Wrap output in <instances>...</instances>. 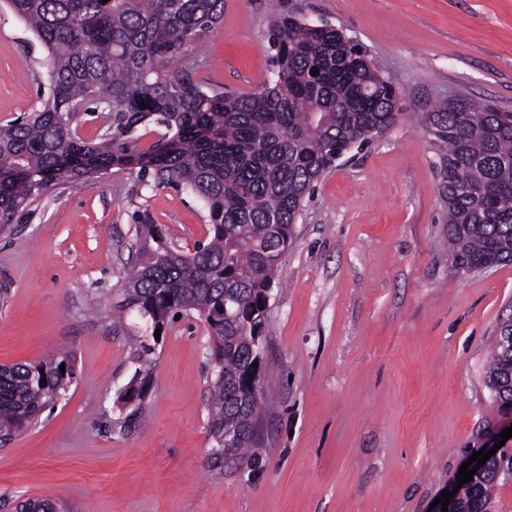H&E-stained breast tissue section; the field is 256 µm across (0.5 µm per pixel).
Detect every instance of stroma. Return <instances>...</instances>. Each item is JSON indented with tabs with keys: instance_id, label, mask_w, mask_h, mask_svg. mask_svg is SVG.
<instances>
[{
	"instance_id": "35a3bbf8",
	"label": "stroma",
	"mask_w": 512,
	"mask_h": 512,
	"mask_svg": "<svg viewBox=\"0 0 512 512\" xmlns=\"http://www.w3.org/2000/svg\"><path fill=\"white\" fill-rule=\"evenodd\" d=\"M342 28L408 111L464 91L512 112V0H224L196 77L246 94L267 79L273 11ZM46 54L0 12V123L41 109ZM434 155L402 120L316 183L271 290L260 411L247 458L211 468L210 330L183 314L153 354L141 419L116 401L137 367L112 329L146 208L173 247L206 241L203 202L113 165L65 183L0 227V365L75 357L77 377L0 446V512L50 499L69 512H430L498 416L483 374L512 318V265L448 261Z\"/></svg>"
}]
</instances>
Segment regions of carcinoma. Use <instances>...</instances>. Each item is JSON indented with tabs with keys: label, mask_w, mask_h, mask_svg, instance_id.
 <instances>
[{
	"label": "carcinoma",
	"mask_w": 512,
	"mask_h": 512,
	"mask_svg": "<svg viewBox=\"0 0 512 512\" xmlns=\"http://www.w3.org/2000/svg\"><path fill=\"white\" fill-rule=\"evenodd\" d=\"M48 58L43 109L0 126V224L62 181L100 169L136 171L141 183L188 192L208 208L210 234L187 252L137 208L134 255L124 276L122 309L150 330L135 340L141 365L120 395L137 407L114 423L129 430L152 387L155 330L179 312H195L211 331L215 376L209 385V459L243 455L256 445L255 337L293 224L313 185L348 153L405 116L396 84L359 44L327 22L273 15L268 40L273 79L248 94L206 88L195 78L201 40L224 17V0H7ZM319 69V74L311 72ZM105 114L95 142L78 134L89 114ZM434 150L451 267L471 273L512 264V112L458 93L414 113ZM158 140L141 146L139 125ZM66 371H61L60 366ZM66 351L47 360L0 366V437L38 422L73 384ZM47 384L40 385L41 380ZM485 384L497 411L512 409V352L495 345ZM512 480V448L490 457L457 489L449 512H493L495 489ZM19 512H59L49 500Z\"/></svg>",
	"instance_id": "cac0c4a2"
}]
</instances>
